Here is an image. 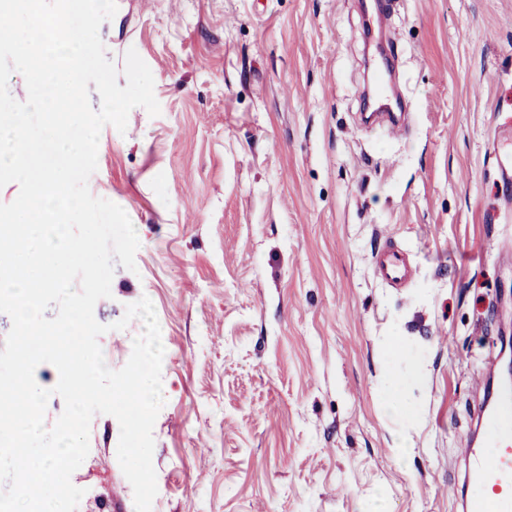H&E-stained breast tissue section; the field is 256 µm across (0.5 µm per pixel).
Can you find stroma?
<instances>
[{
  "label": "stroma",
  "instance_id": "1",
  "mask_svg": "<svg viewBox=\"0 0 512 512\" xmlns=\"http://www.w3.org/2000/svg\"><path fill=\"white\" fill-rule=\"evenodd\" d=\"M117 0L99 30L150 68L158 116L100 134L92 195L128 214L135 270L97 302L110 369L148 297L164 347L156 512H464L463 439L512 329V0ZM381 51L409 127H366ZM415 273L395 290L383 239ZM404 393L385 407L388 379ZM118 421L95 415L76 512H135ZM369 260L378 277L389 287H402L412 279L407 253L394 245L372 252Z\"/></svg>",
  "mask_w": 512,
  "mask_h": 512
}]
</instances>
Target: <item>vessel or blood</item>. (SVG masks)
Returning <instances> with one entry per match:
<instances>
[{"label":"vessel or blood","instance_id":"b4317fda","mask_svg":"<svg viewBox=\"0 0 512 512\" xmlns=\"http://www.w3.org/2000/svg\"><path fill=\"white\" fill-rule=\"evenodd\" d=\"M378 277L399 288L413 276L408 256L389 245L369 256ZM483 430L480 443H464L461 454L472 489L468 512H512V392L503 390L478 410Z\"/></svg>","mask_w":512,"mask_h":512}]
</instances>
